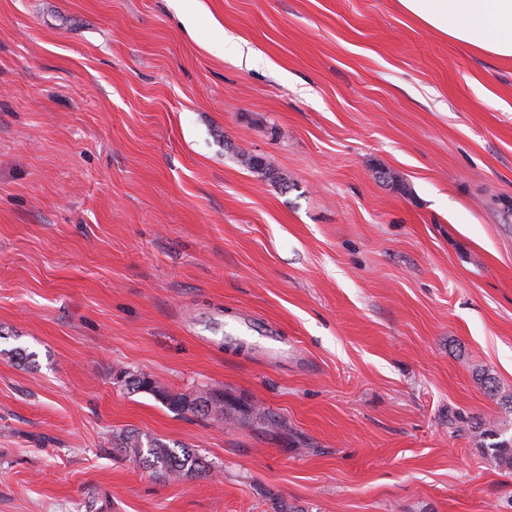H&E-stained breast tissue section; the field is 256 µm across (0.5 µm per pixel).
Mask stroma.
Masks as SVG:
<instances>
[{"label":"stroma","instance_id":"stroma-1","mask_svg":"<svg viewBox=\"0 0 512 512\" xmlns=\"http://www.w3.org/2000/svg\"><path fill=\"white\" fill-rule=\"evenodd\" d=\"M16 347L0 512H512L469 436H512L481 379L512 388V60L398 0H0ZM120 369L254 412L184 418ZM131 429L212 477L116 452ZM144 445L142 436L138 433L122 432L112 437L113 448L124 452L139 464L168 480L179 481L193 476H211V463L194 449L183 447L181 453H178L159 438H146V446Z\"/></svg>","mask_w":512,"mask_h":512}]
</instances>
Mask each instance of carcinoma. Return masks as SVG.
I'll list each match as a JSON object with an SVG mask.
<instances>
[{"label": "carcinoma", "instance_id": "1", "mask_svg": "<svg viewBox=\"0 0 512 512\" xmlns=\"http://www.w3.org/2000/svg\"><path fill=\"white\" fill-rule=\"evenodd\" d=\"M120 381L134 392L151 394L177 415L203 418L218 425L224 424V421L230 418L224 407L214 405V401L224 399V392L220 389L205 387L189 394L174 393L143 373L134 374L126 370L120 371ZM494 435L492 422L477 423L471 427L473 442L487 449L490 456L499 464L512 467V439L487 442V439ZM112 447L168 480L179 481L193 476H211L212 466L205 457L186 447L178 453L159 438L145 441L138 433L122 432L112 436Z\"/></svg>", "mask_w": 512, "mask_h": 512}]
</instances>
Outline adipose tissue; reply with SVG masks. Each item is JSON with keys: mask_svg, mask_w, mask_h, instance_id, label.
<instances>
[{"mask_svg": "<svg viewBox=\"0 0 512 512\" xmlns=\"http://www.w3.org/2000/svg\"><path fill=\"white\" fill-rule=\"evenodd\" d=\"M399 5L462 48L512 59V0H399Z\"/></svg>", "mask_w": 512, "mask_h": 512, "instance_id": "1", "label": "adipose tissue"}]
</instances>
